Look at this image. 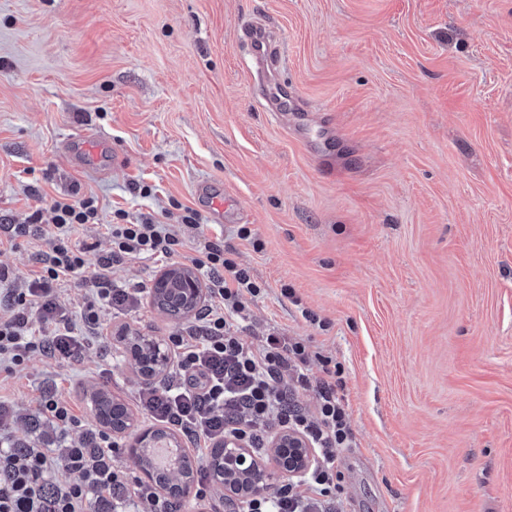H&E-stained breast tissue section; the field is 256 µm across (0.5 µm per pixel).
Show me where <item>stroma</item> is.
I'll list each match as a JSON object with an SVG mask.
<instances>
[{"mask_svg":"<svg viewBox=\"0 0 512 512\" xmlns=\"http://www.w3.org/2000/svg\"><path fill=\"white\" fill-rule=\"evenodd\" d=\"M250 25L274 65L255 67ZM272 80L296 111L270 112ZM87 130L106 174L62 148ZM204 180L231 187L241 225L185 228L174 255L114 266L137 308L103 311L81 359L1 371L0 427L63 450L70 434L47 419L34 437L28 417L57 394L98 430L91 385L152 426L121 337L187 326L148 290L220 234L266 288L243 336H299L345 369L348 512H512V0H0V267L14 285L52 243L9 225L94 196L100 221L77 238L97 249L57 291L80 318L110 248L102 225L119 210L178 223Z\"/></svg>","mask_w":512,"mask_h":512,"instance_id":"1","label":"stroma"}]
</instances>
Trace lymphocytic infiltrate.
<instances>
[{"instance_id": "f902f5d3", "label": "lymphocytic infiltrate", "mask_w": 512, "mask_h": 512, "mask_svg": "<svg viewBox=\"0 0 512 512\" xmlns=\"http://www.w3.org/2000/svg\"><path fill=\"white\" fill-rule=\"evenodd\" d=\"M52 211L54 246L39 256L40 270L27 287H8L6 312L0 316V361L16 366L37 352L56 360L79 359L85 339L77 335V324L95 329L101 310L122 314L135 306L129 289L110 279V269L126 260L174 253L182 244L181 228L198 227L200 220L189 208L177 224L151 217L133 222L116 211L115 222L106 227L111 250L99 258L95 299L76 322L54 290L84 268L93 246L77 241L76 235L95 223L98 206L91 196L62 198L54 201ZM189 262L202 277L208 300L195 322L169 336L176 367L164 384L148 383L139 390V408L182 432L201 456L228 438L265 455L274 426L309 440L315 459L304 476L285 478L270 493L226 502L227 512H343L338 451L351 446L353 432L338 395L340 365L304 339L279 330L257 345L242 337L245 302L262 287L239 267L222 239L204 241ZM32 306L52 324L49 335L32 329L27 315ZM314 365L320 372L316 378L308 375ZM41 407L58 428L78 436L60 454L0 449V512H90L91 504L108 506L122 497L147 502L151 512H174V502L154 486L128 480L118 461L119 444L110 433L81 434L82 421L64 398L42 397ZM61 468L69 473L68 482L44 494L47 476Z\"/></svg>"}]
</instances>
